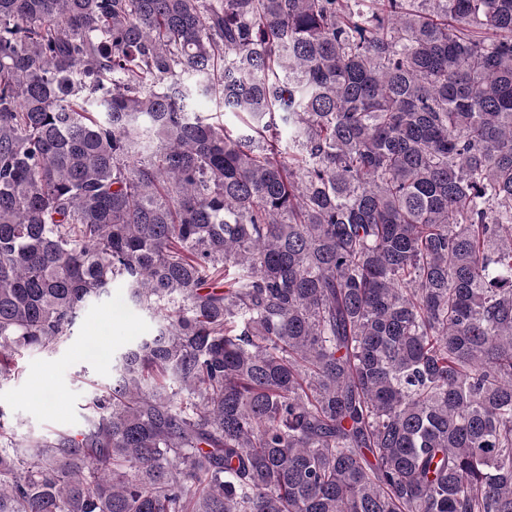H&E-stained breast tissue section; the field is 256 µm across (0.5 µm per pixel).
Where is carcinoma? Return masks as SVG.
<instances>
[{"mask_svg": "<svg viewBox=\"0 0 512 512\" xmlns=\"http://www.w3.org/2000/svg\"><path fill=\"white\" fill-rule=\"evenodd\" d=\"M117 281L0 512H512V0H0V379ZM159 320L128 303L126 288L113 284L108 298L81 312L57 352L27 350L17 356L15 374L0 382L5 427L19 441L30 434L80 427L96 389L112 383V357L153 335ZM90 344L102 351L98 358L88 356ZM46 393L52 396L51 404L45 401Z\"/></svg>", "mask_w": 512, "mask_h": 512, "instance_id": "obj_1", "label": "carcinoma"}]
</instances>
